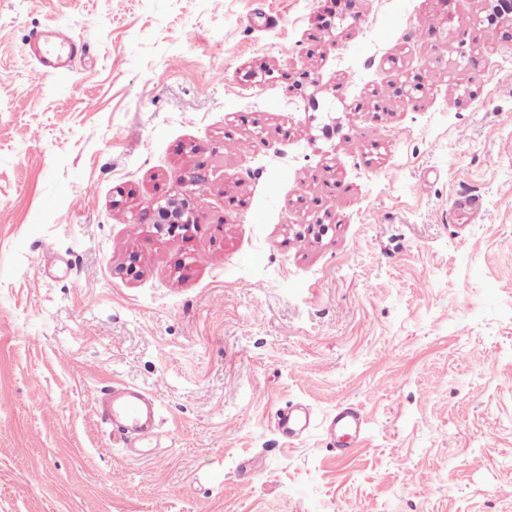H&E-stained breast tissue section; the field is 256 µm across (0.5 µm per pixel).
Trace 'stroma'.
Masks as SVG:
<instances>
[{"label":"stroma","mask_w":512,"mask_h":512,"mask_svg":"<svg viewBox=\"0 0 512 512\" xmlns=\"http://www.w3.org/2000/svg\"><path fill=\"white\" fill-rule=\"evenodd\" d=\"M490 12L0 0V512H512V42ZM50 25L87 47L69 73L28 54ZM415 77L381 121L354 112ZM194 169L193 224L141 222ZM116 381L161 401L149 458L91 408ZM291 403L355 404L368 435L344 459L317 427L285 443Z\"/></svg>","instance_id":"35a3bbf8"}]
</instances>
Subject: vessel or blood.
Wrapping results in <instances>:
<instances>
[{
    "label": "vessel or blood",
    "mask_w": 512,
    "mask_h": 512,
    "mask_svg": "<svg viewBox=\"0 0 512 512\" xmlns=\"http://www.w3.org/2000/svg\"><path fill=\"white\" fill-rule=\"evenodd\" d=\"M28 46L43 72L48 74L69 68L73 59L85 51L82 43L54 26L35 33ZM92 403L113 442L129 449L136 458L153 455L158 446L156 429L160 412V402L154 394L132 385L117 384L108 390L94 392ZM310 425V418L300 416L294 405L278 410L275 416V429L286 439L298 436ZM364 425L363 414L350 403L337 407L322 423L331 440L340 435H360Z\"/></svg>",
    "instance_id": "obj_1"
}]
</instances>
